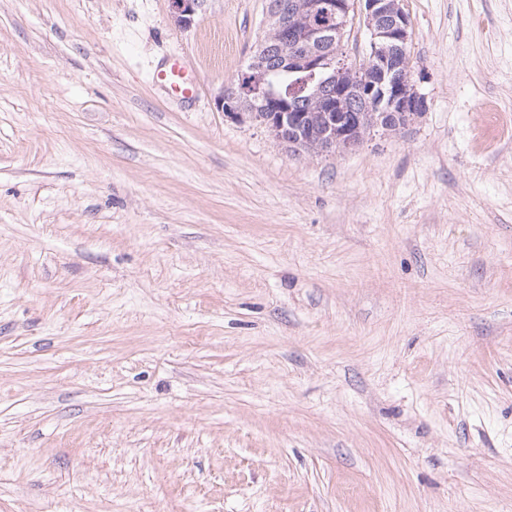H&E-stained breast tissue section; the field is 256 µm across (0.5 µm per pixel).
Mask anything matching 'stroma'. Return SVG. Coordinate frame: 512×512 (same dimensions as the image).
Returning a JSON list of instances; mask_svg holds the SVG:
<instances>
[{"label":"stroma","mask_w":512,"mask_h":512,"mask_svg":"<svg viewBox=\"0 0 512 512\" xmlns=\"http://www.w3.org/2000/svg\"><path fill=\"white\" fill-rule=\"evenodd\" d=\"M403 7L425 112L297 154L266 0H0V512H512V0ZM199 0H170L172 17L177 26L189 27L194 21V15ZM153 80L183 100H195L199 94L198 82L190 75L189 65L180 59L169 61L154 73Z\"/></svg>","instance_id":"stroma-1"}]
</instances>
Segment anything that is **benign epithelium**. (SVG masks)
<instances>
[{
	"label": "benign epithelium",
	"instance_id": "obj_1",
	"mask_svg": "<svg viewBox=\"0 0 512 512\" xmlns=\"http://www.w3.org/2000/svg\"><path fill=\"white\" fill-rule=\"evenodd\" d=\"M199 0H170L177 26L189 27ZM370 32L369 53L358 66L334 50L349 24L352 0H267V30L251 65L220 97L224 116L258 118L276 141L298 153H336L371 133L360 113L379 114L378 127L396 131L419 116L425 101L399 81L411 71L409 21L401 0H359ZM303 74L283 95L264 87L273 63Z\"/></svg>",
	"mask_w": 512,
	"mask_h": 512
}]
</instances>
